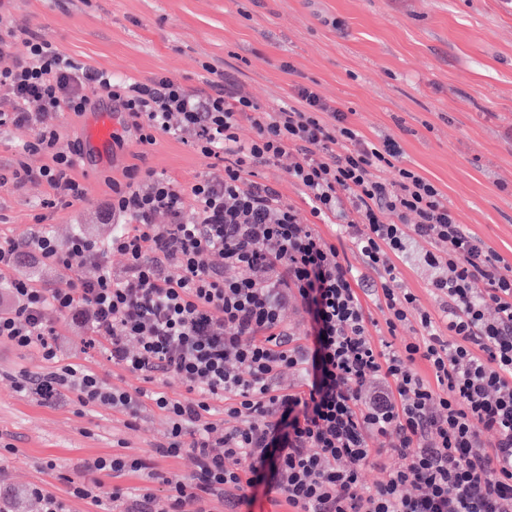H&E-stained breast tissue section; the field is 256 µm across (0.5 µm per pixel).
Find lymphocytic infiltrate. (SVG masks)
<instances>
[{"mask_svg": "<svg viewBox=\"0 0 512 512\" xmlns=\"http://www.w3.org/2000/svg\"><path fill=\"white\" fill-rule=\"evenodd\" d=\"M25 45L23 56L0 65V127L34 129L25 150L48 162L35 169L17 161L1 185L45 183L49 207L84 198L73 176L80 147L61 149L43 116L85 112L91 88L118 102L137 143L176 136L221 162L224 175L192 185L190 214L186 194L154 172L113 183L108 210L130 228L104 244L76 236L62 245L43 230L0 244L14 299L0 310V341L37 348L43 362L40 372L21 375L17 390L47 405L66 392L85 405H136L91 369L65 362L49 340L51 309L87 327L113 365L148 382L171 375L185 385L180 399L149 395L171 425L158 454L187 451L197 466L192 482L166 478V512H208L215 496L235 508L260 482L294 512H512V264L464 230L434 183L400 166L396 139H365L312 86H293V104L269 111L222 76L206 93L168 76L117 81L50 41ZM245 114L255 130L246 142L237 133ZM291 152L289 174L308 193L306 217L259 174ZM390 168L394 178H384ZM160 213L168 223H156ZM319 222L338 226L379 282L358 280L336 243L316 231ZM416 237L436 243L424 257L439 271L431 283L442 301L436 315L398 276L395 261ZM25 248L68 270L95 264L98 274L33 287L14 274ZM114 251L126 258L118 274L105 261ZM209 254L222 265L208 264ZM228 267L234 278H225ZM366 297L385 306L389 332L415 322V341L398 353L374 339ZM291 300L308 326L304 345L282 319ZM421 362L431 378L419 374ZM286 368L302 375L299 387L278 385ZM388 434L400 462L367 485L364 467L383 454L370 439ZM145 467L121 453L97 457L88 465L93 480L73 483L70 493L102 506L97 473Z\"/></svg>", "mask_w": 512, "mask_h": 512, "instance_id": "obj_1", "label": "lymphocytic infiltrate"}]
</instances>
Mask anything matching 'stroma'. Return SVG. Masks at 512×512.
<instances>
[{"mask_svg":"<svg viewBox=\"0 0 512 512\" xmlns=\"http://www.w3.org/2000/svg\"><path fill=\"white\" fill-rule=\"evenodd\" d=\"M0 21L118 80L170 76L205 91L217 69L235 91L269 110L289 103L293 85L314 86L367 139L396 138L402 165L434 182L460 223L512 263V7L505 0H0ZM93 100L83 114L47 116L61 146L83 139L89 122L111 111V99ZM33 137L24 127H0L1 171L20 157L34 168L46 164L44 155L22 152ZM294 161L285 155L261 176L306 215L307 194L288 173ZM146 169L185 190L189 209L188 187L223 174L216 160L175 136L145 146L127 138L88 170H75L86 196L74 205L44 207L50 190L42 183L0 186V243L23 240L39 224L62 244L77 235L107 242L119 228L105 214L112 181ZM431 248L429 239L416 238L397 266L403 285L435 313L440 302L430 283L438 271L422 260ZM15 273L35 287L56 288L77 273L92 277L96 268L76 273L26 260ZM51 321L66 361L140 400L132 412L85 406L71 393L55 405L39 404L14 383L21 372L39 370V352L0 343V443L12 446L0 454V512H40V502L26 495L34 484L61 498L69 512H97L70 496L69 483L88 479L87 463L114 450L151 467L136 475L100 474L103 491L151 486L152 508L162 512L164 478L192 481L196 466L187 451L157 454L169 422L148 395L179 397L184 384L174 377L144 382L114 366L86 328L57 314ZM48 460L54 470H44Z\"/></svg>","mask_w":512,"mask_h":512,"instance_id":"stroma-1","label":"stroma"}]
</instances>
